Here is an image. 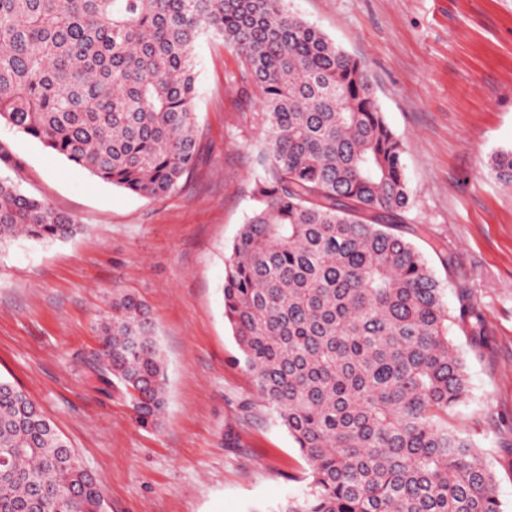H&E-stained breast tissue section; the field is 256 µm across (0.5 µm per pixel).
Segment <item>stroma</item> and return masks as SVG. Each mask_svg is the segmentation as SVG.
I'll use <instances>...</instances> for the list:
<instances>
[{
	"label": "stroma",
	"instance_id": "1",
	"mask_svg": "<svg viewBox=\"0 0 512 512\" xmlns=\"http://www.w3.org/2000/svg\"><path fill=\"white\" fill-rule=\"evenodd\" d=\"M367 64L406 146L416 200L397 232L418 245L451 313L469 396L450 424L474 440L512 512V186L489 171L512 149V0H290ZM200 162L157 199L103 183L0 124V176L84 224L62 241L0 249V377L20 385L105 486L106 512H275L307 465L261 402L221 288L251 206L261 120L235 52L195 45ZM150 308L167 363V409L141 425L92 368L113 293Z\"/></svg>",
	"mask_w": 512,
	"mask_h": 512
}]
</instances>
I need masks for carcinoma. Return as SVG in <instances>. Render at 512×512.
<instances>
[{"label": "carcinoma", "instance_id": "carcinoma-1", "mask_svg": "<svg viewBox=\"0 0 512 512\" xmlns=\"http://www.w3.org/2000/svg\"><path fill=\"white\" fill-rule=\"evenodd\" d=\"M205 32L259 92L261 170L222 295L258 397L309 466L275 512H501L483 453L448 426L469 385L444 289L393 232L415 207L404 144L365 64L288 0H0V122L105 183L168 196L198 163ZM490 170L512 183V150ZM83 229L0 178V247ZM99 336V380L157 424L167 370L147 306L112 297ZM0 512H104L103 484L2 378Z\"/></svg>", "mask_w": 512, "mask_h": 512}]
</instances>
